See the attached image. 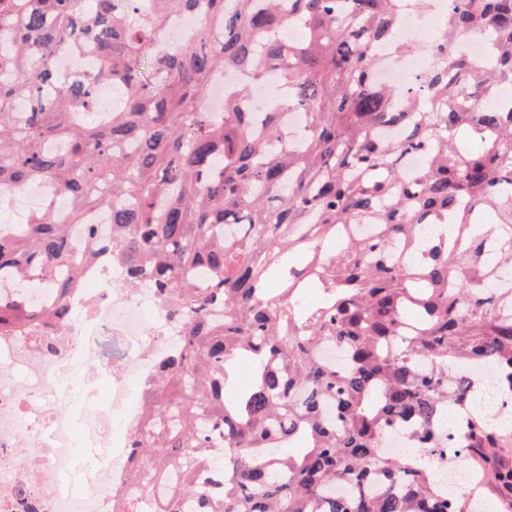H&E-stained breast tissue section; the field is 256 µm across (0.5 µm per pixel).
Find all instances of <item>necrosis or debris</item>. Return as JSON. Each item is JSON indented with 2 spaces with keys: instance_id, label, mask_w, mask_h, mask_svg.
<instances>
[{
  "instance_id": "1",
  "label": "necrosis or debris",
  "mask_w": 512,
  "mask_h": 512,
  "mask_svg": "<svg viewBox=\"0 0 512 512\" xmlns=\"http://www.w3.org/2000/svg\"><path fill=\"white\" fill-rule=\"evenodd\" d=\"M380 82L409 86L423 72L419 58L394 59L377 48ZM110 211L74 225L70 250L81 262V288L57 344L35 346L29 334L0 336V512H112L128 440L144 409L135 387L151 377L156 358L176 343L182 327L172 308L146 288L117 287L125 276L105 243ZM84 369L73 385V369ZM109 377L107 405L97 400ZM79 483L73 496L71 483Z\"/></svg>"
}]
</instances>
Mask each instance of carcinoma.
Returning <instances> with one entry per match:
<instances>
[{"label":"carcinoma","instance_id":"obj_1","mask_svg":"<svg viewBox=\"0 0 512 512\" xmlns=\"http://www.w3.org/2000/svg\"><path fill=\"white\" fill-rule=\"evenodd\" d=\"M115 2L0 0V200L36 186L72 200L65 221L49 199L0 230V270L21 275L0 333L53 339L79 286L71 228L112 209L127 285L183 320L153 367L120 512H150L149 466L182 472L166 512H466L439 478L461 455L512 499V467L481 463L503 439L474 373L492 366L512 394V284L491 287L512 270V106L496 103L512 87V0H448L405 89L375 77L403 0H206L174 48L158 31L199 0ZM486 35L493 69L460 49ZM85 39L97 68L66 83L56 53ZM271 68L306 114L296 150L279 108L248 111L247 86L225 89L222 112L203 100L225 69L253 83ZM103 84L118 98L106 112ZM370 220L371 236L339 234ZM40 287L55 304H31ZM391 432L419 457L386 453Z\"/></svg>","mask_w":512,"mask_h":512}]
</instances>
